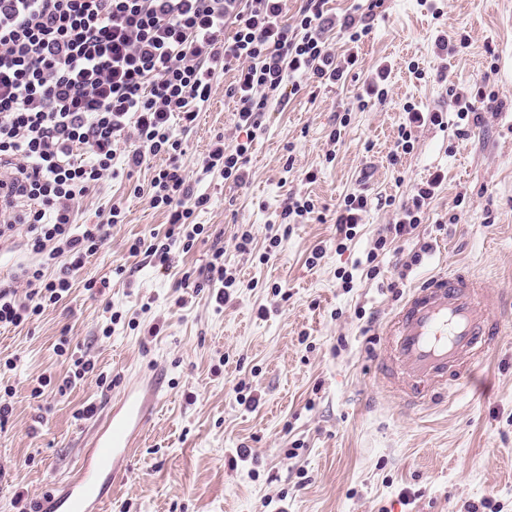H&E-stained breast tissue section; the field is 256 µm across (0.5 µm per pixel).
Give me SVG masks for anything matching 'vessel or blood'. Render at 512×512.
<instances>
[{"label": "vessel or blood", "instance_id": "b4317fda", "mask_svg": "<svg viewBox=\"0 0 512 512\" xmlns=\"http://www.w3.org/2000/svg\"><path fill=\"white\" fill-rule=\"evenodd\" d=\"M504 300L465 269L440 272L413 288L390 316L381 371L387 393L419 404L461 387L496 350ZM156 384L124 385L93 433L81 475L48 497L42 512H100L102 484H114L148 426Z\"/></svg>", "mask_w": 512, "mask_h": 512}]
</instances>
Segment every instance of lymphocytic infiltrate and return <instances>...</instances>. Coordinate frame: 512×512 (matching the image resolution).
Returning a JSON list of instances; mask_svg holds the SVG:
<instances>
[{
    "label": "lymphocytic infiltrate",
    "instance_id": "lymphocytic-infiltrate-1",
    "mask_svg": "<svg viewBox=\"0 0 512 512\" xmlns=\"http://www.w3.org/2000/svg\"><path fill=\"white\" fill-rule=\"evenodd\" d=\"M323 4L307 0L291 28L279 22V0H0V162L15 165L0 184L25 203L0 225V238L26 225V245L40 258L19 269L25 298L0 285V326L31 322L59 303L73 273L121 223L116 206L93 227L74 222L76 201L111 174L121 140L135 142L129 166L167 159L149 195L168 228L153 243L134 240L129 254H146L166 270L177 252H189L205 232L194 214L208 197L178 163L174 120L193 124L215 79L234 62L238 75L228 93L238 128L250 136L269 100L296 77L335 79ZM231 19L237 28L228 43ZM248 149L215 137L200 178L243 182Z\"/></svg>",
    "mask_w": 512,
    "mask_h": 512
}]
</instances>
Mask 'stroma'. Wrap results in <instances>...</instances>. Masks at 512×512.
Segmentation results:
<instances>
[{
  "label": "stroma",
  "mask_w": 512,
  "mask_h": 512,
  "mask_svg": "<svg viewBox=\"0 0 512 512\" xmlns=\"http://www.w3.org/2000/svg\"><path fill=\"white\" fill-rule=\"evenodd\" d=\"M323 11L337 61L356 57L342 76L302 79L250 140L236 126L228 71L182 132L187 176L219 133L249 141L250 175L200 184L210 200L196 220L207 232L167 273L128 254L134 239L167 228L133 192L148 168L120 170L76 202L77 223H99L115 204L125 219L65 299L30 324L0 327V384L15 389L0 421V512L75 475L95 425L78 410L117 401L139 375L159 377V401L102 512H512V322L472 384L439 403L404 406L376 378L382 327L427 275L464 265L512 292V0H326ZM353 24L364 30L355 43ZM461 35L456 53L441 50ZM459 93L473 104L464 119ZM410 105L422 125L407 126ZM431 182L420 224L377 248L401 203ZM351 194L367 205L340 246L336 211ZM302 196L314 212L283 218ZM245 230L254 241L243 253ZM317 245L325 254L312 266ZM219 248L238 284L221 309L210 287L175 288ZM90 280L107 282L102 296L86 290ZM114 311L122 318L103 337ZM64 334L93 372L66 393L32 397L39 376L63 375ZM239 383L256 407L238 402Z\"/></svg>",
  "instance_id": "1"
}]
</instances>
